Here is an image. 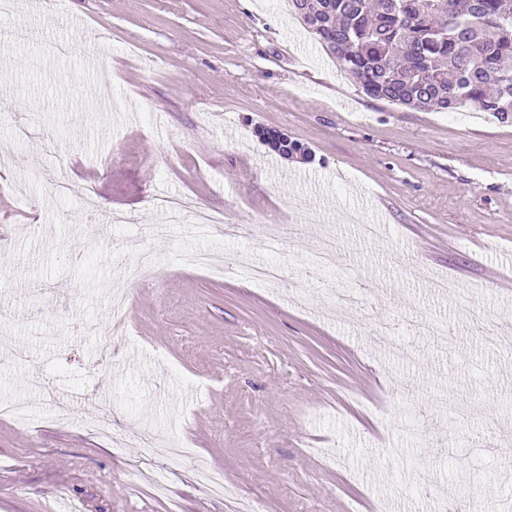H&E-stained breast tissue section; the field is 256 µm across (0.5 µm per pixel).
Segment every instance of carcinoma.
Masks as SVG:
<instances>
[{
  "instance_id": "carcinoma-1",
  "label": "carcinoma",
  "mask_w": 512,
  "mask_h": 512,
  "mask_svg": "<svg viewBox=\"0 0 512 512\" xmlns=\"http://www.w3.org/2000/svg\"><path fill=\"white\" fill-rule=\"evenodd\" d=\"M292 2L368 97L512 116V0Z\"/></svg>"
}]
</instances>
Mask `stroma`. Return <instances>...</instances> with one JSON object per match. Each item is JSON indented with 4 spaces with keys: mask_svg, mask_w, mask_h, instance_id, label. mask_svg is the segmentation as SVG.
Segmentation results:
<instances>
[{
    "mask_svg": "<svg viewBox=\"0 0 512 512\" xmlns=\"http://www.w3.org/2000/svg\"><path fill=\"white\" fill-rule=\"evenodd\" d=\"M0 31V187L29 199L0 212V401L35 419L0 420V512H225L205 494L216 469L264 512H376L444 496L470 475L471 512L512 498V351L469 321L512 322V119L457 123L366 96L278 0H14ZM83 45L58 59L51 42ZM264 125L311 151L289 161ZM84 195L55 196L57 180ZM192 198L248 226L175 225L162 240L160 195ZM384 224L382 240L360 227ZM317 247L327 273L272 249L273 227ZM154 251L128 290L116 336L104 291L114 251ZM237 253L278 264L277 286L186 266L183 253ZM452 282L448 297L425 282ZM362 289L354 312L334 289ZM97 334L71 331L72 317ZM395 320L413 361L371 352ZM420 322L451 328L444 342ZM111 344L114 361L99 360ZM479 406L463 415L453 401ZM151 426L187 459L114 449L110 431ZM142 470L164 474L156 490Z\"/></svg>",
    "mask_w": 512,
    "mask_h": 512,
    "instance_id": "stroma-1",
    "label": "stroma"
}]
</instances>
